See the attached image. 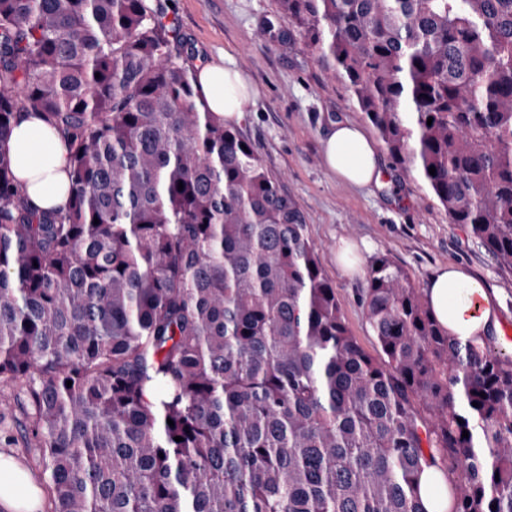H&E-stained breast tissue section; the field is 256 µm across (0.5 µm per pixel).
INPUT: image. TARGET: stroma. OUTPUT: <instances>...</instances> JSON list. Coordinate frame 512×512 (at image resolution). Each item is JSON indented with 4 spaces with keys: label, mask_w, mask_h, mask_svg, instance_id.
<instances>
[{
    "label": "stroma",
    "mask_w": 512,
    "mask_h": 512,
    "mask_svg": "<svg viewBox=\"0 0 512 512\" xmlns=\"http://www.w3.org/2000/svg\"><path fill=\"white\" fill-rule=\"evenodd\" d=\"M167 12L190 49L192 70L227 54L257 88L259 96L238 127L302 211L320 265L365 350L375 349L363 310L367 272L365 267L354 275L343 271L336 259L342 240L370 243L365 266L387 256L420 288L442 266L471 272L496 292L502 330L512 333V273L500 270L485 248L449 221L416 172L383 148L379 154L392 175L390 186L356 189L328 173L324 131L337 121L361 125L365 119L351 90L326 72L300 36L278 38L277 0H171ZM31 422L20 385L0 383V435L10 436L0 453L33 472L42 464L38 450L27 445Z\"/></svg>",
    "instance_id": "35a3bbf8"
}]
</instances>
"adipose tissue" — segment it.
Returning <instances> with one entry per match:
<instances>
[{"instance_id": "ef3b65f1", "label": "adipose tissue", "mask_w": 512, "mask_h": 512, "mask_svg": "<svg viewBox=\"0 0 512 512\" xmlns=\"http://www.w3.org/2000/svg\"><path fill=\"white\" fill-rule=\"evenodd\" d=\"M198 86L211 112L239 122L256 91L231 57L209 64ZM324 162L337 179L358 188L378 187L385 168L375 143L357 125L340 121L322 138ZM13 173L35 210L63 208L69 196V157L59 135L31 113H21L5 146ZM425 294L439 324L464 339L500 331L495 294L478 277L447 265L430 277ZM42 487L11 457L0 454V512H39Z\"/></svg>"}]
</instances>
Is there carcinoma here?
Instances as JSON below:
<instances>
[{"instance_id":"obj_1","label":"carcinoma","mask_w":512,"mask_h":512,"mask_svg":"<svg viewBox=\"0 0 512 512\" xmlns=\"http://www.w3.org/2000/svg\"><path fill=\"white\" fill-rule=\"evenodd\" d=\"M277 2L512 273V0ZM22 112L69 154L62 209L1 151ZM363 304L376 356L155 0H0V381L55 512H426L430 464L449 512H512V351L448 334L385 256ZM419 496L426 512L448 511V485L438 467L425 468L420 477Z\"/></svg>"}]
</instances>
